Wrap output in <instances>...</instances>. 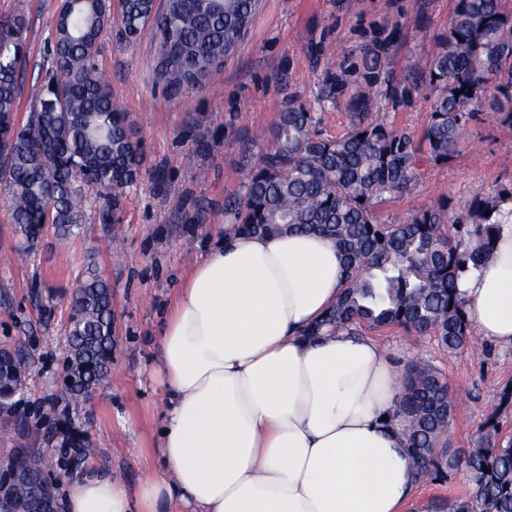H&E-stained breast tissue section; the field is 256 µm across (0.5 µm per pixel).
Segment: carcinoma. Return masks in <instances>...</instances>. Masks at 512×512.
Listing matches in <instances>:
<instances>
[{"mask_svg":"<svg viewBox=\"0 0 512 512\" xmlns=\"http://www.w3.org/2000/svg\"><path fill=\"white\" fill-rule=\"evenodd\" d=\"M258 0H121L122 34L128 43L148 31L157 42V79L177 97L203 88L209 72L233 53L251 22ZM102 0H67L57 18L49 82L31 122L15 127L19 107L18 64L25 55L22 19L0 21V137L8 152L0 167L16 232L26 241L52 224L63 243L82 228L85 197L92 184L106 200L102 217L119 224L114 208L138 174L141 159L127 122L92 60L111 23ZM365 85L348 103L350 121L336 136L312 133L314 115L290 105L280 113L273 147L249 172L244 194L230 205L231 229L248 235L306 231L330 238L341 253L345 286L336 304L304 335L398 327L430 333L450 352L470 347L472 327L458 292L460 277L493 249L502 205L512 191L475 201L457 219V234L444 231L448 205L425 209L404 224H380L374 208L408 189L423 167L445 164L457 152L477 108L485 105L512 123V13L502 0H455L448 34L425 62L435 92L420 140L370 119L375 98L398 97L373 55ZM112 288L102 278L84 280L72 297L66 366L65 409L77 411L103 385L112 366ZM22 359L0 350V416L13 415L23 390ZM394 416L404 423L412 467L432 483L465 469L469 495L444 504L447 512H512V441L498 437L490 420L476 447L445 444L454 418L448 384L434 367L410 361ZM74 466L89 457L85 442ZM24 466L7 488L17 512H31L33 489L46 483L44 461L20 448Z\"/></svg>","mask_w":512,"mask_h":512,"instance_id":"obj_1","label":"carcinoma"}]
</instances>
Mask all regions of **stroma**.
I'll list each match as a JSON object with an SVG mask.
<instances>
[{"label":"stroma","mask_w":512,"mask_h":512,"mask_svg":"<svg viewBox=\"0 0 512 512\" xmlns=\"http://www.w3.org/2000/svg\"><path fill=\"white\" fill-rule=\"evenodd\" d=\"M455 0H261L239 47L209 75L202 90L168 99L156 80L157 51L150 37L119 41L113 22L94 65L128 115L141 143L137 182L126 188L119 229L100 218L89 193L84 229L60 246L54 225L37 245L15 232L0 195V350L20 352L28 380L18 400L19 432L0 435V465L17 449L41 453L57 489L72 475L56 437L69 432L91 445L84 474L115 475L138 484L158 462L157 420L164 390L156 373V337L177 289L212 243L216 225L229 223L224 207L242 193L245 176L270 148L279 105H301L320 131L342 132L347 103L369 47L384 45L380 63L403 100L374 101V119L421 136L430 119L432 89L422 65L447 34ZM62 0H0V16L28 23L20 67L18 125L38 105L48 66L47 46ZM512 190V125L480 112L454 159L425 167L408 191L378 204L376 220L397 224L447 202L449 219L466 215L479 198ZM112 288V370L91 402L65 414L62 393L69 356L70 297L89 276ZM400 363L428 362L447 381L455 405L449 448L475 447L488 419L512 438V406L500 393L512 385V345L472 336V351L451 353L436 336L400 328L372 331Z\"/></svg>","instance_id":"1"}]
</instances>
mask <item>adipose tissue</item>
<instances>
[{"label": "adipose tissue", "instance_id": "ef3b65f1", "mask_svg": "<svg viewBox=\"0 0 512 512\" xmlns=\"http://www.w3.org/2000/svg\"><path fill=\"white\" fill-rule=\"evenodd\" d=\"M458 281L484 340L512 344V205ZM345 284L335 246L229 229L192 266L158 335L162 469L66 485L67 512H428L389 423L404 371L376 341L302 332Z\"/></svg>", "mask_w": 512, "mask_h": 512}]
</instances>
